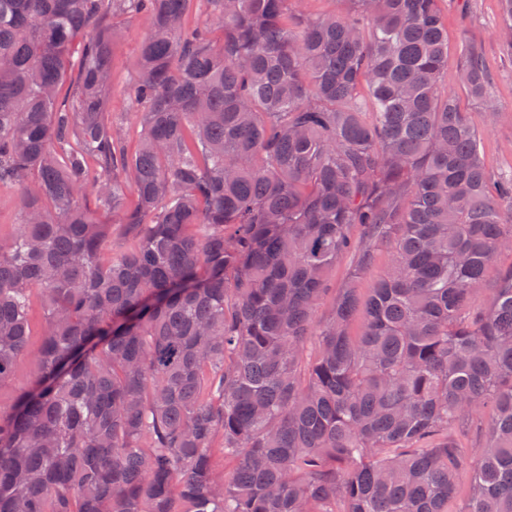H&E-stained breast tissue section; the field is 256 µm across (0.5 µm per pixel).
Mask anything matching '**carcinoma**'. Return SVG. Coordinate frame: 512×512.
<instances>
[{"instance_id":"cac0c4a2","label":"carcinoma","mask_w":512,"mask_h":512,"mask_svg":"<svg viewBox=\"0 0 512 512\" xmlns=\"http://www.w3.org/2000/svg\"><path fill=\"white\" fill-rule=\"evenodd\" d=\"M204 2L191 27L190 0H0V189L23 204L0 384L43 309L36 377L0 410V512H449L463 475L459 512H512V269L488 284L512 175L442 86L444 0ZM128 13L132 155L106 111ZM457 51L498 111L480 43ZM381 247L386 272L316 324L338 257L363 273Z\"/></svg>"}]
</instances>
